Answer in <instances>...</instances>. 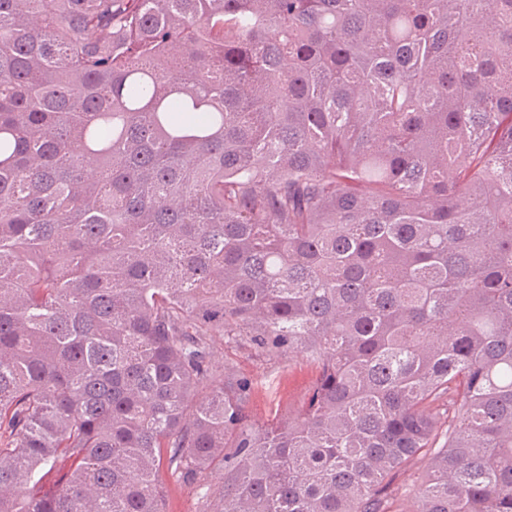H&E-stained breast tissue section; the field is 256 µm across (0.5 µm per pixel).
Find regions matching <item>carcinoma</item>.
I'll list each match as a JSON object with an SVG mask.
<instances>
[{"label": "carcinoma", "instance_id": "1", "mask_svg": "<svg viewBox=\"0 0 512 512\" xmlns=\"http://www.w3.org/2000/svg\"><path fill=\"white\" fill-rule=\"evenodd\" d=\"M215 330L298 416L197 397ZM219 458V512H512V0H0V512ZM211 336L210 363L218 374L224 364L233 367L240 375L258 382L273 380L276 389L268 393L260 388L248 406V422L256 428L276 425L296 416L302 409L306 395L315 378V369L302 357L283 360L257 358L247 346L229 344L219 332Z\"/></svg>", "mask_w": 512, "mask_h": 512}]
</instances>
